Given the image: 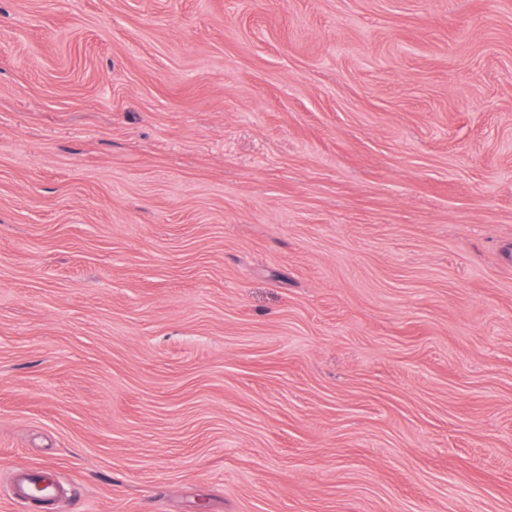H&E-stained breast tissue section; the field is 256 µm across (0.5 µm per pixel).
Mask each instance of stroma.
<instances>
[{
	"mask_svg": "<svg viewBox=\"0 0 512 512\" xmlns=\"http://www.w3.org/2000/svg\"><path fill=\"white\" fill-rule=\"evenodd\" d=\"M0 512H512V0H0Z\"/></svg>",
	"mask_w": 512,
	"mask_h": 512,
	"instance_id": "35a3bbf8",
	"label": "stroma"
}]
</instances>
